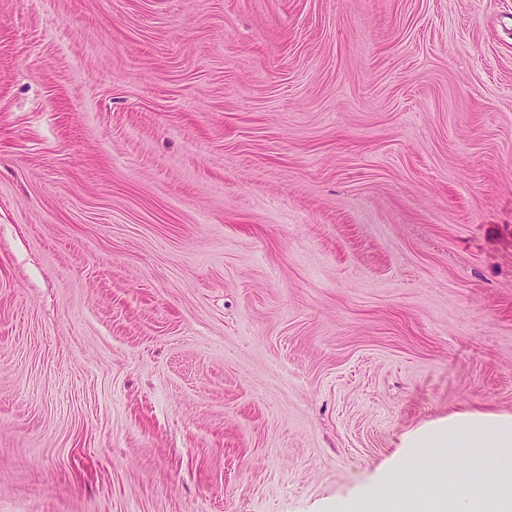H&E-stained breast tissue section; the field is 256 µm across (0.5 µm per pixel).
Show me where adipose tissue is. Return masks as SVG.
<instances>
[{"label": "adipose tissue", "instance_id": "adipose-tissue-1", "mask_svg": "<svg viewBox=\"0 0 512 512\" xmlns=\"http://www.w3.org/2000/svg\"><path fill=\"white\" fill-rule=\"evenodd\" d=\"M447 442L489 449L500 477L489 479L481 470L454 474L449 496L425 489L427 512H512V416L456 414L427 437L411 440L409 448H438Z\"/></svg>", "mask_w": 512, "mask_h": 512}]
</instances>
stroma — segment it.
Segmentation results:
<instances>
[{"mask_svg": "<svg viewBox=\"0 0 512 512\" xmlns=\"http://www.w3.org/2000/svg\"><path fill=\"white\" fill-rule=\"evenodd\" d=\"M512 415V0H0V512L416 497Z\"/></svg>", "mask_w": 512, "mask_h": 512, "instance_id": "stroma-1", "label": "stroma"}]
</instances>
